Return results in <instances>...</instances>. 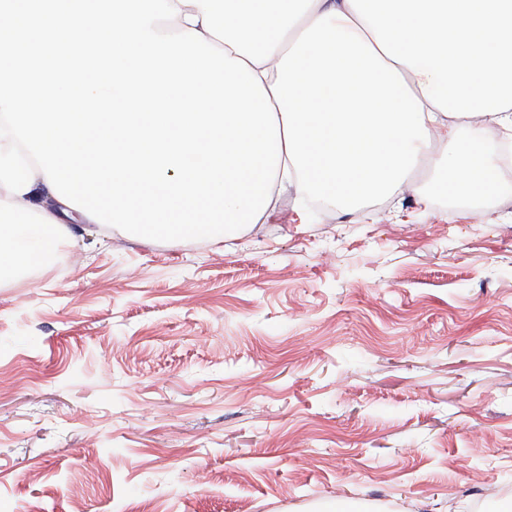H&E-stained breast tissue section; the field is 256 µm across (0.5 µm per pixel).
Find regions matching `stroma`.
Returning a JSON list of instances; mask_svg holds the SVG:
<instances>
[{"label": "stroma", "instance_id": "stroma-1", "mask_svg": "<svg viewBox=\"0 0 512 512\" xmlns=\"http://www.w3.org/2000/svg\"><path fill=\"white\" fill-rule=\"evenodd\" d=\"M224 241L69 221L0 284V512H512V173Z\"/></svg>", "mask_w": 512, "mask_h": 512}]
</instances>
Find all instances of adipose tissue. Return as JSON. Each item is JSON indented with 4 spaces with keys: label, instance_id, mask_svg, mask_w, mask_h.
Returning a JSON list of instances; mask_svg holds the SVG:
<instances>
[{
    "label": "adipose tissue",
    "instance_id": "obj_1",
    "mask_svg": "<svg viewBox=\"0 0 512 512\" xmlns=\"http://www.w3.org/2000/svg\"><path fill=\"white\" fill-rule=\"evenodd\" d=\"M164 32L200 31L248 63L279 119L272 189L353 206L407 185L422 162L454 193L493 189L512 141V0H169ZM444 150L426 153L436 140ZM0 185V271L45 263L70 235L40 166Z\"/></svg>",
    "mask_w": 512,
    "mask_h": 512
}]
</instances>
